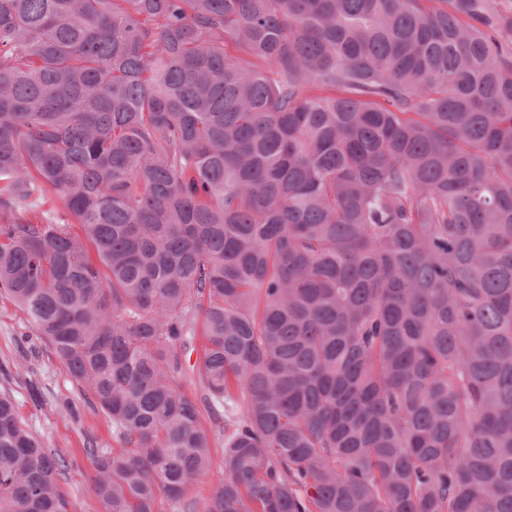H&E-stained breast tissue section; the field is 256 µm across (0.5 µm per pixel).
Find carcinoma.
I'll return each instance as SVG.
<instances>
[{
  "mask_svg": "<svg viewBox=\"0 0 512 512\" xmlns=\"http://www.w3.org/2000/svg\"><path fill=\"white\" fill-rule=\"evenodd\" d=\"M506 35L497 0H0V296L112 422L103 512H512ZM67 469L0 393V512H70ZM224 478V451L222 445L212 448V466L205 479L195 485L188 494L189 498L196 499L200 504L210 495L212 487Z\"/></svg>",
  "mask_w": 512,
  "mask_h": 512,
  "instance_id": "carcinoma-1",
  "label": "carcinoma"
}]
</instances>
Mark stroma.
Returning a JSON list of instances; mask_svg holds the SVG:
<instances>
[{"mask_svg": "<svg viewBox=\"0 0 512 512\" xmlns=\"http://www.w3.org/2000/svg\"><path fill=\"white\" fill-rule=\"evenodd\" d=\"M1 392L9 393L22 423L48 452L68 462L59 484L71 512H102L89 480L93 462L84 447L91 438L101 448H119L112 424L80 397L64 366L29 329L23 314L0 299Z\"/></svg>", "mask_w": 512, "mask_h": 512, "instance_id": "1", "label": "stroma"}]
</instances>
